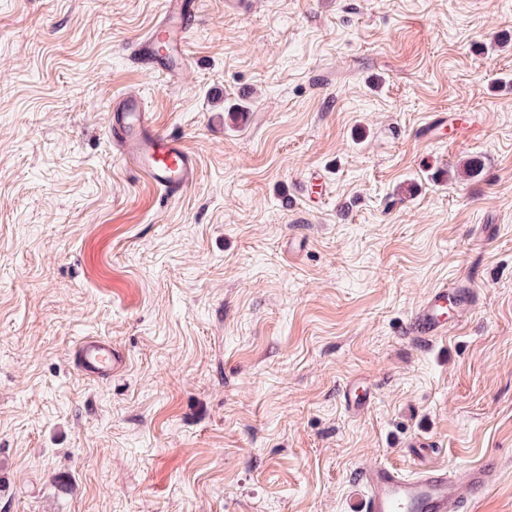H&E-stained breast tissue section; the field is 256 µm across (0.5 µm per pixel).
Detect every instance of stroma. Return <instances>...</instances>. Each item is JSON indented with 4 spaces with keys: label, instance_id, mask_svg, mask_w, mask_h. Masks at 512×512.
<instances>
[{
    "label": "stroma",
    "instance_id": "35a3bbf8",
    "mask_svg": "<svg viewBox=\"0 0 512 512\" xmlns=\"http://www.w3.org/2000/svg\"><path fill=\"white\" fill-rule=\"evenodd\" d=\"M224 2L174 87L129 52L161 0H0V512H360L365 465L488 457L468 512H512V0ZM123 92L181 197L114 151ZM87 335L126 368L80 376ZM109 112L112 141L127 164L170 199L193 185L199 172L196 156L187 149L183 136L155 125L137 95L118 96ZM478 296L466 278L457 277L448 285L435 288L415 311L406 326V334L421 343H431L448 332V316L462 321L476 306Z\"/></svg>",
    "mask_w": 512,
    "mask_h": 512
}]
</instances>
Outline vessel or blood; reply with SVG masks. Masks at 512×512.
I'll return each instance as SVG.
<instances>
[{
    "instance_id": "1",
    "label": "vessel or blood",
    "mask_w": 512,
    "mask_h": 512,
    "mask_svg": "<svg viewBox=\"0 0 512 512\" xmlns=\"http://www.w3.org/2000/svg\"><path fill=\"white\" fill-rule=\"evenodd\" d=\"M199 21L198 0H162V9L145 34L133 45L144 73L182 80L189 33ZM112 141L127 164L171 199L196 181L198 160L181 135L158 128L145 103L128 93L114 99L109 113ZM478 296L468 279L459 277L434 289L410 318L406 333L429 343L448 332L449 318L463 320ZM74 369L83 377L104 381L122 370L125 355L101 336L80 337L73 348ZM498 460L488 459L460 469L427 464L413 474L388 464L363 466L362 512H463L499 479Z\"/></svg>"
}]
</instances>
